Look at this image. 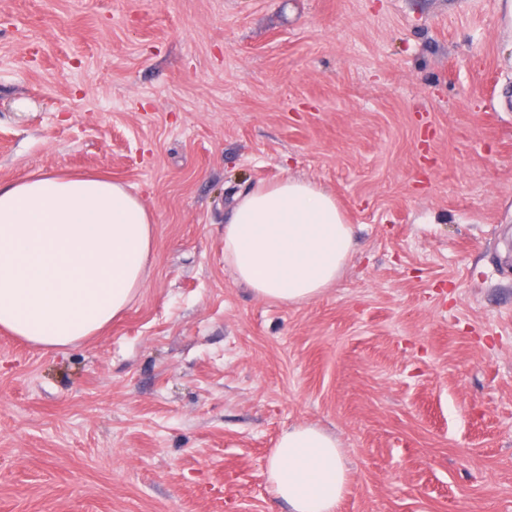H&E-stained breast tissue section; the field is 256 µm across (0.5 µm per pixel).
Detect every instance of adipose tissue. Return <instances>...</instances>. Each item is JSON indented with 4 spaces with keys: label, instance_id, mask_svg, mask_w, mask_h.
<instances>
[{
    "label": "adipose tissue",
    "instance_id": "adipose-tissue-1",
    "mask_svg": "<svg viewBox=\"0 0 512 512\" xmlns=\"http://www.w3.org/2000/svg\"><path fill=\"white\" fill-rule=\"evenodd\" d=\"M154 220L119 183L33 173L0 186V328L49 349L100 334L146 283ZM354 229L335 196L287 175L235 197L224 264L256 298L302 305L342 277ZM272 494L290 512H337L349 483L340 445L313 425L277 441Z\"/></svg>",
    "mask_w": 512,
    "mask_h": 512
}]
</instances>
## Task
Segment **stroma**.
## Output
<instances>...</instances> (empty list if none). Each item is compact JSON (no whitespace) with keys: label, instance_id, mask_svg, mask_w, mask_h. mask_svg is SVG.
<instances>
[{"label":"stroma","instance_id":"stroma-1","mask_svg":"<svg viewBox=\"0 0 512 512\" xmlns=\"http://www.w3.org/2000/svg\"><path fill=\"white\" fill-rule=\"evenodd\" d=\"M498 0H0V185L85 172L155 219L148 281L64 349L0 330V512H512V29ZM300 176L356 249L301 306L224 266L231 196ZM271 493L289 512H335L349 483L336 437L314 425H296L277 441L267 465Z\"/></svg>","mask_w":512,"mask_h":512}]
</instances>
